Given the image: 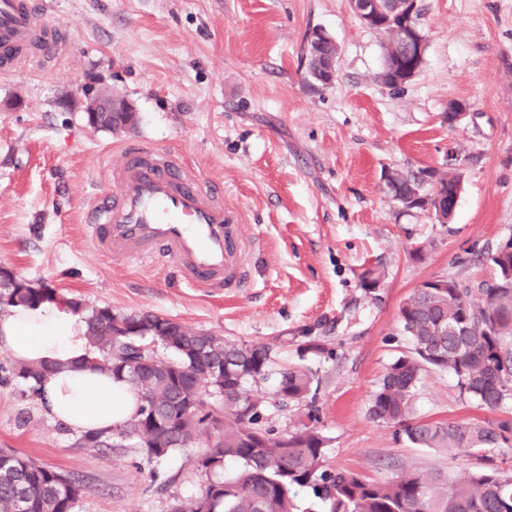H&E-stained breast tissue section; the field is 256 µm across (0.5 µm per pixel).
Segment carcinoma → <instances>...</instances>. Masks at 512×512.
<instances>
[{"mask_svg":"<svg viewBox=\"0 0 512 512\" xmlns=\"http://www.w3.org/2000/svg\"><path fill=\"white\" fill-rule=\"evenodd\" d=\"M418 175H401L391 187L402 198L412 189L428 195ZM493 276L476 291L448 280L446 288H417L399 306V322L409 336V353L398 357L374 390L369 415L402 427L411 444L449 452L512 447V259L485 258ZM384 272L368 267L360 274L364 290L379 285ZM62 300L85 313L91 357L88 363L124 379L139 395L137 414L126 423L94 437L142 438L148 459L160 460L185 447L209 426L212 414L203 404L198 379L210 391L224 393V437L201 455L198 466L207 479L205 491L186 502L188 512H293L299 489L311 490L325 512H512V472L488 466L463 476L445 471L406 470L386 480L330 467L326 439L305 425L282 437L260 427L261 401L250 395L256 380L276 375L275 389L283 404L300 403L311 392L312 377L304 368H274L266 346L227 341L211 331L195 330L157 314H125L108 305L86 309L56 289L13 288L0 282V306H34ZM156 343L170 352L151 371L112 362V350L130 361L142 357L139 347ZM235 362L242 375L231 380L211 363ZM453 373L460 396L500 417L485 421H411L410 403L423 371ZM53 371L49 365L16 363L11 374L26 390ZM169 421L162 438L150 426L152 411ZM233 460L239 469L224 477ZM83 486L70 475L44 466L11 448H0V512H73Z\"/></svg>","mask_w":512,"mask_h":512,"instance_id":"cac0c4a2","label":"carcinoma"}]
</instances>
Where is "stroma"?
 <instances>
[{
    "label": "stroma",
    "mask_w": 512,
    "mask_h": 512,
    "mask_svg": "<svg viewBox=\"0 0 512 512\" xmlns=\"http://www.w3.org/2000/svg\"><path fill=\"white\" fill-rule=\"evenodd\" d=\"M28 3L63 49L0 72V266L86 307L167 316L308 369L305 403L279 402L271 379L255 388L260 424L278 436L317 427L331 467L372 480L480 467L476 456L411 445L368 408L410 348L400 304L436 276L480 287L488 252L512 239V0H419L428 47L419 74L397 91L377 80L380 38L347 0ZM317 28L340 52L327 86L308 80ZM92 79L134 106V129L87 126L73 101ZM452 100L469 105L453 128L442 120ZM127 145L182 159L240 209L247 287L195 288L165 259L94 247L85 211L112 193L109 170ZM452 147L464 174L452 220L399 212L384 171L441 165ZM368 265L386 272L371 294L359 280ZM13 363L0 349V448L79 479L74 512H172L201 493L207 439L157 461L133 440L85 447L24 394ZM411 415L495 418L432 368Z\"/></svg>",
    "instance_id": "obj_1"
}]
</instances>
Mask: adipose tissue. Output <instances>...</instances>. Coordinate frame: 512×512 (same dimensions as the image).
I'll return each mask as SVG.
<instances>
[{"instance_id": "1", "label": "adipose tissue", "mask_w": 512, "mask_h": 512, "mask_svg": "<svg viewBox=\"0 0 512 512\" xmlns=\"http://www.w3.org/2000/svg\"><path fill=\"white\" fill-rule=\"evenodd\" d=\"M0 349L22 363L53 366L39 400L50 416L76 433L111 428L137 411L138 396L125 381L87 366L85 323L63 303L46 301L1 314Z\"/></svg>"}]
</instances>
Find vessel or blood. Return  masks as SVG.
Instances as JSON below:
<instances>
[{
    "label": "vessel or blood",
    "mask_w": 512,
    "mask_h": 512,
    "mask_svg": "<svg viewBox=\"0 0 512 512\" xmlns=\"http://www.w3.org/2000/svg\"><path fill=\"white\" fill-rule=\"evenodd\" d=\"M40 27L20 0H0V58L15 57ZM112 181L117 192L94 202L85 219L97 249L138 260L164 257L194 286H245L241 214L205 190L194 170L170 154L128 146Z\"/></svg>",
    "instance_id": "b4317fda"
}]
</instances>
